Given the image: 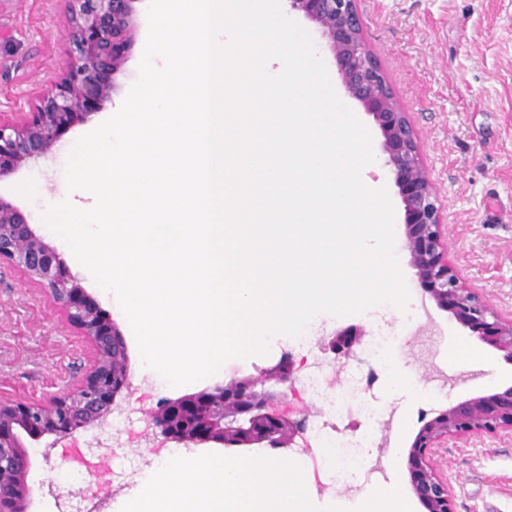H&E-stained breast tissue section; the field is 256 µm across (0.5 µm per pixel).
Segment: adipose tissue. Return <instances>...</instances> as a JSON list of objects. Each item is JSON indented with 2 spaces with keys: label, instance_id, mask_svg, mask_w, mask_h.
<instances>
[{
  "label": "adipose tissue",
  "instance_id": "1",
  "mask_svg": "<svg viewBox=\"0 0 512 512\" xmlns=\"http://www.w3.org/2000/svg\"><path fill=\"white\" fill-rule=\"evenodd\" d=\"M305 465L299 455L165 458L145 469L124 512H311Z\"/></svg>",
  "mask_w": 512,
  "mask_h": 512
}]
</instances>
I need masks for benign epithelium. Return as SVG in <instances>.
Wrapping results in <instances>:
<instances>
[{
	"label": "benign epithelium",
	"mask_w": 512,
	"mask_h": 512,
	"mask_svg": "<svg viewBox=\"0 0 512 512\" xmlns=\"http://www.w3.org/2000/svg\"><path fill=\"white\" fill-rule=\"evenodd\" d=\"M68 2L65 38L72 47L71 62L54 91L39 96L29 111L0 119V179L48 158L63 130L112 102L114 75L134 42L138 0ZM286 2L289 11L317 26L344 92L373 117L381 132L385 164L405 208L404 248L422 291L437 308L512 362V318H502L466 288L448 261L439 191L421 160L407 113L364 41L357 0ZM1 264L22 270L43 288L52 306L90 342L95 355L91 369L61 395L31 401L0 398V512H34L27 482L31 459L23 436L38 441L101 426L128 386V353L123 336L82 297L81 287L54 248L17 206L0 197ZM363 335L361 329L339 332L328 348L341 354ZM293 374L292 359L285 356L257 377L233 378L167 399L151 420L165 438L186 444L288 448L301 427L277 412L278 393L269 384H290ZM484 433L512 438V384L452 402L429 420H421L406 458L411 492L424 512H456L448 477L440 469L442 449L450 441Z\"/></svg>",
	"instance_id": "1"
}]
</instances>
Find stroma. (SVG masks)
<instances>
[{
	"mask_svg": "<svg viewBox=\"0 0 512 512\" xmlns=\"http://www.w3.org/2000/svg\"><path fill=\"white\" fill-rule=\"evenodd\" d=\"M148 0L136 5L135 44L114 77L106 108L64 131L53 157L0 180V196L19 207L36 232L56 250L86 295L121 332L128 350L129 385L118 398L119 412L135 426L111 443V427L59 438L49 457L33 449L29 482L38 512H59L62 494L77 486L84 496L100 494L111 480L105 512H121L123 495L138 485V473L112 477L118 452L141 465L165 453L170 442L152 433L151 413L168 398L198 392L145 380L131 326L117 312L89 271L43 221L46 205L66 188L68 156L77 140L108 119L138 78L148 35ZM65 0H0V116L26 107L51 92L68 62L64 39ZM363 34L376 54L419 138L423 162L442 199L448 258L465 284L504 318H512V0H358ZM341 102L367 128L373 161L361 171L367 188L386 190L394 209V234L404 232V204L385 164L382 135L371 115L349 97ZM21 183L37 185L22 196ZM328 332L348 326L366 334L384 330L401 350L396 371L414 377L428 393L418 397L394 390L366 345L353 360L335 364L332 379L344 411L356 416L364 404L394 405L392 423L377 429L362 453L380 460L390 480L409 485L405 453L422 414L486 392L488 383H512V363L481 343L450 313L427 304L420 316L380 304L366 312L328 316ZM472 351L465 360L438 356L454 341ZM291 355L297 374L310 362L307 352L287 341L268 353L228 360L227 377L259 375L261 368ZM92 364L89 343L56 312L44 291L18 269L0 266V397L40 399L67 390ZM395 371V372H396ZM314 512H355L359 496L346 482H330L320 459L310 456ZM457 512H512V441L486 435L450 449L443 463Z\"/></svg>",
	"mask_w": 512,
	"mask_h": 512,
	"instance_id": "stroma-1",
	"label": "stroma"
}]
</instances>
